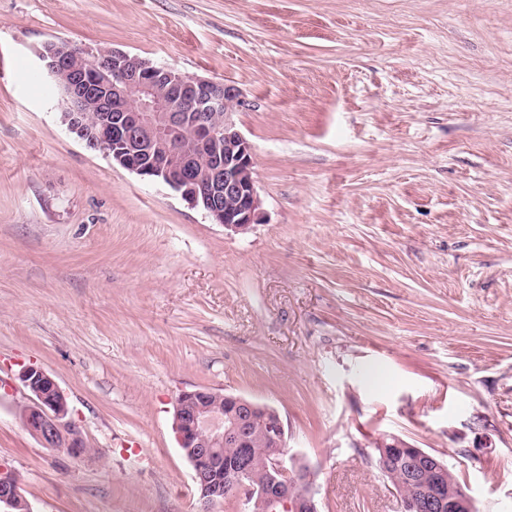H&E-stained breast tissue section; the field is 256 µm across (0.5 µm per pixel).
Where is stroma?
I'll return each instance as SVG.
<instances>
[{
    "label": "stroma",
    "mask_w": 512,
    "mask_h": 512,
    "mask_svg": "<svg viewBox=\"0 0 512 512\" xmlns=\"http://www.w3.org/2000/svg\"><path fill=\"white\" fill-rule=\"evenodd\" d=\"M49 41L236 86L263 223L86 149ZM30 365L83 455L18 419ZM0 384L32 512H198L200 388L280 412L319 512H402L386 434L512 512V0H0Z\"/></svg>",
    "instance_id": "obj_1"
}]
</instances>
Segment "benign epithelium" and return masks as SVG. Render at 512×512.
Segmentation results:
<instances>
[{"label":"benign epithelium","instance_id":"1","mask_svg":"<svg viewBox=\"0 0 512 512\" xmlns=\"http://www.w3.org/2000/svg\"><path fill=\"white\" fill-rule=\"evenodd\" d=\"M89 65L72 63L55 42L44 45L40 58L63 91L61 113L67 130L87 149L112 144V161L143 178L158 177L215 224L245 233L263 217L250 142L235 116L245 106L240 91L220 80L185 75L116 49L91 51ZM214 160L205 176L195 162ZM29 392L21 421L46 448L68 452L85 445L71 419L67 399L55 379L39 367L18 374ZM263 422L270 444L266 478L254 479L245 457L219 480L215 459L227 444L244 448L247 425ZM173 428L193 469L201 512L224 498L231 488L246 512H319L314 474L289 454L288 433L274 408L241 396L208 389L184 391L176 399ZM378 464L387 469L400 449L410 462L413 492L402 496L403 512H474L464 491L449 494L444 482L449 467L441 457L386 434L377 443ZM25 501L10 475L0 478V508L12 512Z\"/></svg>","mask_w":512,"mask_h":512}]
</instances>
